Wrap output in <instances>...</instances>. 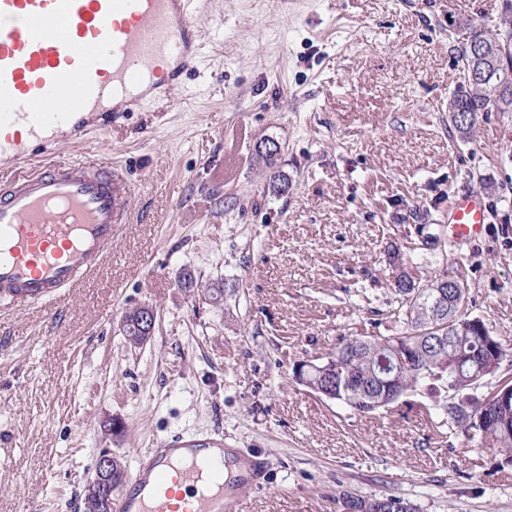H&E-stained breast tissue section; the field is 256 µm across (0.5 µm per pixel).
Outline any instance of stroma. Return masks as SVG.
Listing matches in <instances>:
<instances>
[{
    "label": "stroma",
    "mask_w": 512,
    "mask_h": 512,
    "mask_svg": "<svg viewBox=\"0 0 512 512\" xmlns=\"http://www.w3.org/2000/svg\"><path fill=\"white\" fill-rule=\"evenodd\" d=\"M501 7L199 0L208 64L177 111L56 153L125 161L136 214L58 318L0 302V512H83L101 449L130 470L158 437L217 431L263 467L242 490L251 512H340L346 492L512 512V468L443 410L361 415L292 373L359 328L402 333L389 286L415 269L463 275L468 313L512 337V112L448 133L455 32ZM264 139L280 146L269 164ZM464 192L491 214L475 241L448 234ZM142 304L154 333L132 348L121 321Z\"/></svg>",
    "instance_id": "35a3bbf8"
}]
</instances>
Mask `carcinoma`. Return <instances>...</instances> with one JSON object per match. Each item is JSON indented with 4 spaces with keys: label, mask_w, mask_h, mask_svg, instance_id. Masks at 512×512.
I'll use <instances>...</instances> for the list:
<instances>
[{
    "label": "carcinoma",
    "mask_w": 512,
    "mask_h": 512,
    "mask_svg": "<svg viewBox=\"0 0 512 512\" xmlns=\"http://www.w3.org/2000/svg\"><path fill=\"white\" fill-rule=\"evenodd\" d=\"M460 46L456 63L457 88L450 102L461 105L468 121V138L483 112H512V91L504 93L505 72L512 73V55L487 76H468L469 42L488 48L512 40V0H503L501 14L491 26L470 19L457 33ZM394 318L405 325L397 336H343L335 350L317 358L336 361V371L303 370L299 383L316 394L328 392L357 413L388 409L403 398L426 388L448 415V421L492 449L500 467L512 466V393L505 401L476 399L472 388L487 377H498L512 357L506 339L477 317L458 313L456 299L448 295V277L403 273L393 286ZM357 512H417L413 503L395 496L349 495Z\"/></svg>",
    "instance_id": "cac0c4a2"
}]
</instances>
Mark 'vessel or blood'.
Wrapping results in <instances>:
<instances>
[{"label": "vessel or blood", "instance_id": "obj_1", "mask_svg": "<svg viewBox=\"0 0 512 512\" xmlns=\"http://www.w3.org/2000/svg\"><path fill=\"white\" fill-rule=\"evenodd\" d=\"M196 0H0V300L42 308L111 254L134 213V187L115 162L57 165L60 143H81L130 112L173 107L199 71L205 37ZM72 88L69 96L61 88ZM483 198H454V235L479 237ZM259 477L223 436L163 437L138 458L113 512H244L237 486Z\"/></svg>", "mask_w": 512, "mask_h": 512}]
</instances>
